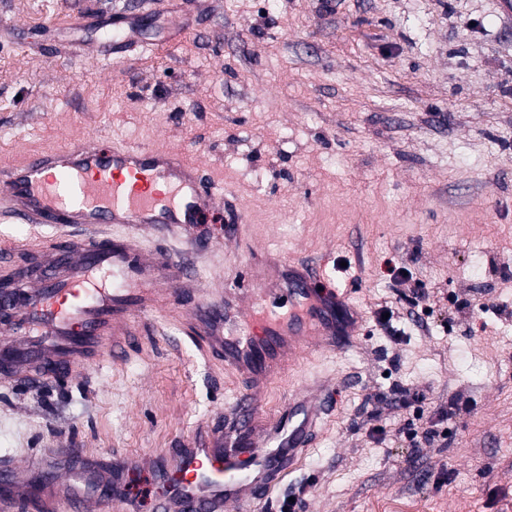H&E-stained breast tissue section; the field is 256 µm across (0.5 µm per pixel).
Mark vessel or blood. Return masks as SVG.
Returning <instances> with one entry per match:
<instances>
[{"label": "vessel or blood", "instance_id": "vessel-or-blood-1", "mask_svg": "<svg viewBox=\"0 0 512 512\" xmlns=\"http://www.w3.org/2000/svg\"><path fill=\"white\" fill-rule=\"evenodd\" d=\"M137 0H129L125 36L94 43L96 57L132 50L139 28ZM230 189L204 177L202 168L159 146L105 145L76 141L0 172V216L25 224H53L61 232L50 252H39L22 292L8 288L0 303V334L36 337L25 348L0 346V378L34 381L71 378L78 370L121 357L132 315L157 308L145 283L194 281L179 255L147 256L133 237L94 233L98 224L183 230L219 223L235 237L239 214L225 212ZM314 270L289 269L275 288L261 290L240 313L219 304L191 312L183 330L209 360L223 363L248 383L232 406L233 419L205 429L188 448H173L156 464L107 462L61 451L55 472L32 483L28 465L0 462V512H86L97 501L108 512L113 484L142 471L158 488L154 512H246L264 501L309 447L318 405L290 403L280 425L283 440L270 447L263 397L298 356L335 349L355 335L357 322L336 310L345 300L335 289H318Z\"/></svg>", "mask_w": 512, "mask_h": 512}]
</instances>
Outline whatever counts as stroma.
<instances>
[{"label": "stroma", "instance_id": "obj_1", "mask_svg": "<svg viewBox=\"0 0 512 512\" xmlns=\"http://www.w3.org/2000/svg\"><path fill=\"white\" fill-rule=\"evenodd\" d=\"M125 0H0V166L68 142L162 145L224 180L244 218L136 232L178 251L199 291L138 326L121 361L75 380H0V457H161L222 421L240 386L169 321L260 263L323 267L353 343L271 381L265 412L324 383L318 435L277 487L296 512H512V13L499 0H149L127 59L78 56ZM177 46L157 49L163 28ZM424 284L411 320L387 261ZM492 303L500 314L482 312ZM394 311L391 328L377 320ZM456 406L444 448L399 436Z\"/></svg>", "mask_w": 512, "mask_h": 512}]
</instances>
